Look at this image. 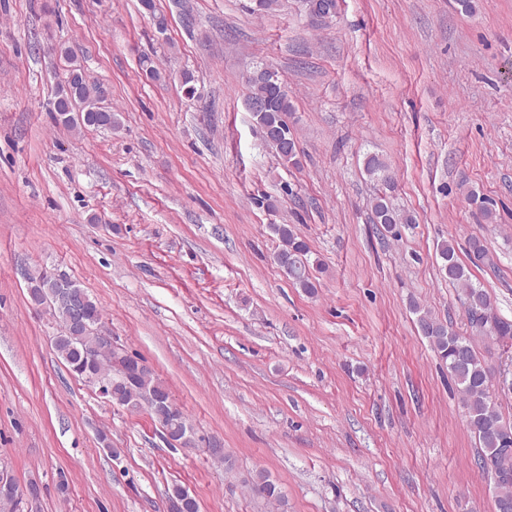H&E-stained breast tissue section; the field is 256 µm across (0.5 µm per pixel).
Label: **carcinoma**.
<instances>
[{
  "label": "carcinoma",
  "instance_id": "obj_1",
  "mask_svg": "<svg viewBox=\"0 0 512 512\" xmlns=\"http://www.w3.org/2000/svg\"><path fill=\"white\" fill-rule=\"evenodd\" d=\"M100 95L96 86L88 83L83 70L73 66L57 88L53 112L57 121L69 129L120 128L118 114L99 105ZM245 105L263 134L274 135L270 146L284 165L299 164L297 140L288 124V114L293 104L288 90L279 79L265 76V69L254 72L247 81ZM364 169L369 177L388 185L391 182L387 163L377 154L366 155ZM373 223L385 231H392L397 224H411L413 218L402 214L385 194L374 199ZM271 232L278 238L274 262L292 283L307 294L317 288L311 273L310 249L289 224H271ZM442 260L441 271L448 281L461 288L469 326L477 335L512 338V322L498 316L490 297L482 288L471 282L468 269L460 262L452 242L438 246ZM29 298L48 297L56 287L55 278L40 269L27 278ZM411 308L417 314L421 334L448 364V374L458 386L467 423L479 443L478 465L486 474L494 475L497 483L496 512H512V426L504 422L493 399V377L489 368L477 355L471 338L458 334L453 326L422 310L416 302ZM95 343L93 336H70L61 331L56 336L54 349L69 369L81 365L83 351ZM122 393L130 395L150 393L169 397L168 389L154 374L127 375L122 379ZM152 419L161 431L172 432L189 428L191 423L184 414L169 416L160 411ZM252 489L258 495L280 506L285 504L281 488L270 476L259 471L252 480Z\"/></svg>",
  "mask_w": 512,
  "mask_h": 512
}]
</instances>
